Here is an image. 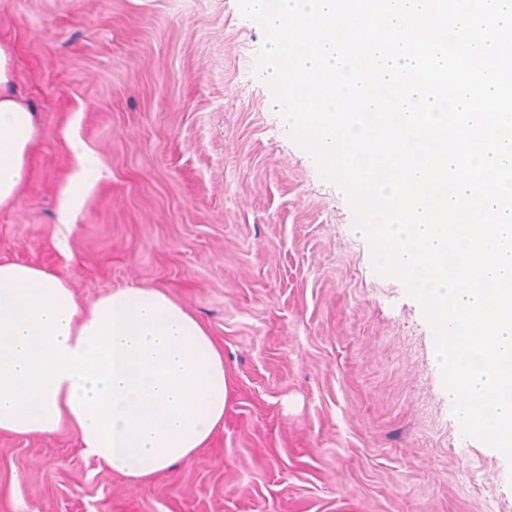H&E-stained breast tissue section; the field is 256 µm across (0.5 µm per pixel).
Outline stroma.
I'll list each match as a JSON object with an SVG mask.
<instances>
[{
	"mask_svg": "<svg viewBox=\"0 0 512 512\" xmlns=\"http://www.w3.org/2000/svg\"><path fill=\"white\" fill-rule=\"evenodd\" d=\"M37 112L0 259L81 302L166 291L224 353V424L130 482L70 425L0 432V512H512V461L466 434L434 331L291 135L238 0H0ZM81 138L102 178L72 210Z\"/></svg>",
	"mask_w": 512,
	"mask_h": 512,
	"instance_id": "stroma-1",
	"label": "stroma"
}]
</instances>
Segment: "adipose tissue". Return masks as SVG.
<instances>
[{
    "instance_id": "obj_1",
    "label": "adipose tissue",
    "mask_w": 512,
    "mask_h": 512,
    "mask_svg": "<svg viewBox=\"0 0 512 512\" xmlns=\"http://www.w3.org/2000/svg\"><path fill=\"white\" fill-rule=\"evenodd\" d=\"M38 136L13 49L0 41V208L28 175ZM67 208L102 176L78 138ZM224 354L195 317L157 288H116L81 307L53 273L0 260V432L70 424L87 452L143 482L190 460L224 420Z\"/></svg>"
}]
</instances>
